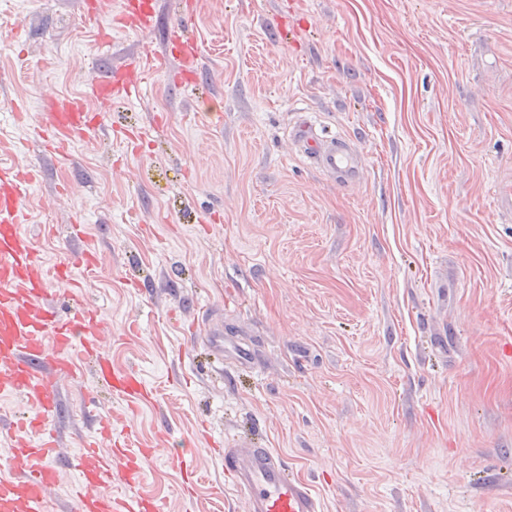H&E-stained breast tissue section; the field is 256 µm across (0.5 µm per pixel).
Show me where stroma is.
I'll use <instances>...</instances> for the list:
<instances>
[{
  "mask_svg": "<svg viewBox=\"0 0 512 512\" xmlns=\"http://www.w3.org/2000/svg\"><path fill=\"white\" fill-rule=\"evenodd\" d=\"M88 0H0V159L37 179L25 230L75 271L128 409L73 350L63 455L92 430L150 449L163 512H245L222 445L276 449L324 512H512V0H192L200 78L166 53L177 0L135 32ZM162 59L109 135L50 153L45 101ZM348 136L361 177L299 151L297 111ZM254 365L216 377L202 316ZM188 459L180 466L178 457Z\"/></svg>",
  "mask_w": 512,
  "mask_h": 512,
  "instance_id": "stroma-1",
  "label": "stroma"
}]
</instances>
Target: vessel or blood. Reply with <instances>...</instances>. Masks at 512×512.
<instances>
[{
  "instance_id": "vessel-or-blood-1",
  "label": "vessel or blood",
  "mask_w": 512,
  "mask_h": 512,
  "mask_svg": "<svg viewBox=\"0 0 512 512\" xmlns=\"http://www.w3.org/2000/svg\"><path fill=\"white\" fill-rule=\"evenodd\" d=\"M116 21L144 31L153 27L155 14L147 0H124ZM192 27L193 12L188 9L167 37L168 52L181 60L187 84L199 77L197 45L189 35ZM142 73L141 61L131 59L92 80L85 96L52 97L45 130L64 129L74 137L99 132L100 120L88 109L86 98L106 107L116 99L137 97ZM293 138L302 154L337 181L350 183L358 178L361 158L345 136L308 120L297 126ZM34 179V174L0 162V395H19L29 407L10 426L16 440L10 450L11 468L0 471V512H44L47 493L60 479L54 439L55 387L59 377L74 370L68 357L73 345H81L83 353L94 358L98 379L111 387L117 399L135 405L148 398L141 376L131 370L117 371L101 350L102 325L93 311L80 305L81 289L69 291L67 313H60L49 301L43 260L21 229ZM94 264V253L85 250L59 266L56 274L68 282L73 268L89 270ZM111 442V424H99L84 448L68 458L64 467L76 477L71 492L75 512H160L156 502L140 492L148 449H124L123 462L116 467L99 451ZM223 455L224 472L243 495L246 512H323L313 486L290 471L274 449L241 442L224 449Z\"/></svg>"
}]
</instances>
